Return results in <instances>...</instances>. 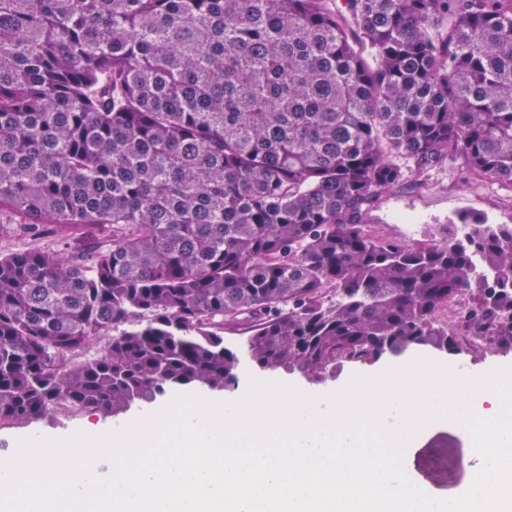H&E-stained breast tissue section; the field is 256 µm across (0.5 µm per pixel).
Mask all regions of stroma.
Returning a JSON list of instances; mask_svg holds the SVG:
<instances>
[{
  "instance_id": "stroma-1",
  "label": "stroma",
  "mask_w": 512,
  "mask_h": 512,
  "mask_svg": "<svg viewBox=\"0 0 512 512\" xmlns=\"http://www.w3.org/2000/svg\"><path fill=\"white\" fill-rule=\"evenodd\" d=\"M507 195L506 190L493 186L479 192L470 191L464 174L451 169L433 172L425 181H407L386 194L373 208L369 219L374 230L382 235L396 236L394 216L402 215L413 219L416 223L415 238H423L424 234L436 225L446 224L454 220L458 211L474 209L485 214L490 223L512 224V210L502 207L501 199ZM426 358L441 364H452L460 373L471 374L496 366H512V353L508 355L490 354L478 349L471 350L464 357L457 358L431 350L416 349L406 353V360ZM396 358L380 360L374 365L357 368L344 366L336 374L335 379L312 383L299 376L274 375V382L295 387L301 392L324 394L328 391L346 387L356 375L369 376L391 367L397 366ZM102 422L101 414L80 415L78 420H70L62 416L48 417L39 422L23 427H4L0 429V458L14 455L18 442L26 436L44 433L61 434L73 428L75 422ZM426 446L429 450L424 463L435 466L436 462L447 452H454L457 457H464L465 443L456 427L448 420H436L427 426Z\"/></svg>"
}]
</instances>
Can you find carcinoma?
I'll list each match as a JSON object with an SVG mask.
<instances>
[{
  "mask_svg": "<svg viewBox=\"0 0 512 512\" xmlns=\"http://www.w3.org/2000/svg\"><path fill=\"white\" fill-rule=\"evenodd\" d=\"M447 165L512 190V0H0V224L109 238L0 252V423L512 352V224H368ZM246 335L237 332H224V341L227 346H230L240 351L241 365L239 373V383L234 390L237 394H244L248 392L251 379L262 382H275L283 385L295 387L301 392L311 394H324L328 391L338 388L346 387L352 378L356 375L369 376L399 364L415 360L416 358H426L441 364L448 365L452 363L457 368V371L463 374L478 373L488 368L496 366H512V353L508 355L485 353L482 350L473 349L469 354L463 358L452 357L446 354H441L431 350L416 349L409 351L399 358H385L372 366L357 368L351 365H345L341 370L336 373V378L328 380L324 383H312L299 376H285L282 374L277 375H259L251 365L248 356L243 349L244 337Z\"/></svg>",
  "mask_w": 512,
  "mask_h": 512,
  "instance_id": "obj_1",
  "label": "carcinoma"
}]
</instances>
